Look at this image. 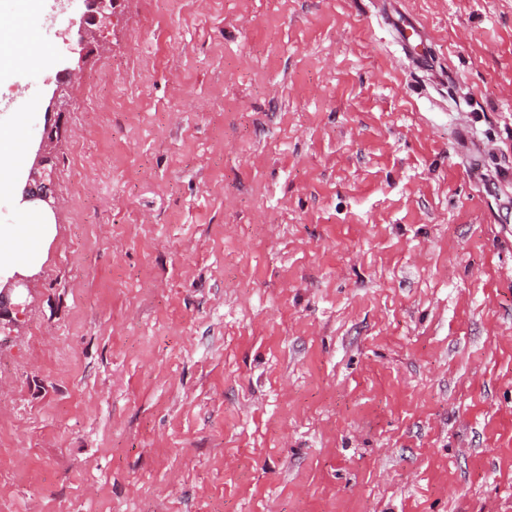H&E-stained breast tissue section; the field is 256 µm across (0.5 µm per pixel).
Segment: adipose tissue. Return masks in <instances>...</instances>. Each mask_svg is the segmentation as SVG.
I'll return each mask as SVG.
<instances>
[{
  "label": "adipose tissue",
  "mask_w": 512,
  "mask_h": 512,
  "mask_svg": "<svg viewBox=\"0 0 512 512\" xmlns=\"http://www.w3.org/2000/svg\"><path fill=\"white\" fill-rule=\"evenodd\" d=\"M14 123L0 125V198L7 199L9 208H16L23 196L25 165L31 164L32 149L17 153L18 141H29L35 117L30 112H17ZM55 234L48 215L39 209L23 211L17 224H0V282L14 274L36 270L46 257V246Z\"/></svg>",
  "instance_id": "1"
}]
</instances>
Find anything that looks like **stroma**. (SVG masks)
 <instances>
[{
	"label": "stroma",
	"mask_w": 512,
	"mask_h": 512,
	"mask_svg": "<svg viewBox=\"0 0 512 512\" xmlns=\"http://www.w3.org/2000/svg\"><path fill=\"white\" fill-rule=\"evenodd\" d=\"M99 38L0 329V512H512V0H122ZM42 51L0 100L45 113ZM400 32L404 49L412 63L418 67L426 66L429 62V55L426 50V44L429 39L428 36L424 32L419 31L414 25L401 29ZM413 36L418 38L416 45L411 43Z\"/></svg>",
	"instance_id": "1"
}]
</instances>
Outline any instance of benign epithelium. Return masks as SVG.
<instances>
[{
    "mask_svg": "<svg viewBox=\"0 0 512 512\" xmlns=\"http://www.w3.org/2000/svg\"><path fill=\"white\" fill-rule=\"evenodd\" d=\"M83 10L79 19H70L66 32L76 30V35L67 40L69 45V65L62 70L63 78L59 79L53 95L46 108V124L36 158L30 171L25 199L42 201L52 205V185L55 178L54 169L50 168L55 142V133L59 125V116L66 111L70 78L84 69L88 59L102 51L104 47L99 41V33L112 25L116 16L119 0H82ZM30 279L19 274L14 275L7 287L0 289V315L21 308L19 304H11V295L16 285H28Z\"/></svg>",
    "mask_w": 512,
    "mask_h": 512,
    "instance_id": "benign-epithelium-1",
    "label": "benign epithelium"
}]
</instances>
